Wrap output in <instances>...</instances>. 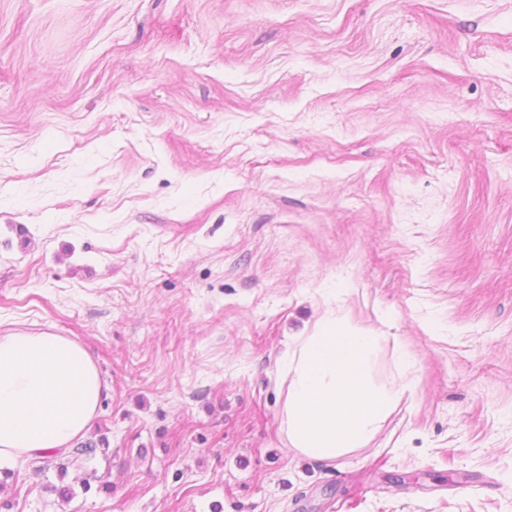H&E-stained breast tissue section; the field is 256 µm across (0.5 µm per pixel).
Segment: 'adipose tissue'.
<instances>
[{
  "mask_svg": "<svg viewBox=\"0 0 512 512\" xmlns=\"http://www.w3.org/2000/svg\"><path fill=\"white\" fill-rule=\"evenodd\" d=\"M105 389L79 340L20 330L0 336V459L70 448Z\"/></svg>",
  "mask_w": 512,
  "mask_h": 512,
  "instance_id": "adipose-tissue-1",
  "label": "adipose tissue"
}]
</instances>
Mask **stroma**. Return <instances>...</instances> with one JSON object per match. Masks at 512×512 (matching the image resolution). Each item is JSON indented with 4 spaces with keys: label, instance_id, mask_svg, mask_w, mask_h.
Listing matches in <instances>:
<instances>
[{
    "label": "stroma",
    "instance_id": "obj_1",
    "mask_svg": "<svg viewBox=\"0 0 512 512\" xmlns=\"http://www.w3.org/2000/svg\"><path fill=\"white\" fill-rule=\"evenodd\" d=\"M328 310L414 365L316 461L280 359ZM14 330L85 345L110 446L0 461L10 512H512V0H0Z\"/></svg>",
    "mask_w": 512,
    "mask_h": 512
}]
</instances>
